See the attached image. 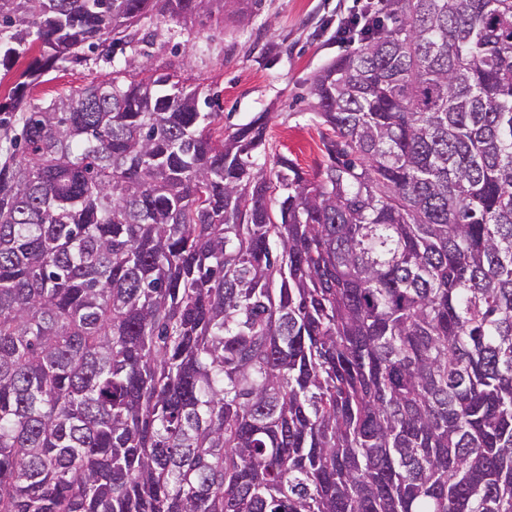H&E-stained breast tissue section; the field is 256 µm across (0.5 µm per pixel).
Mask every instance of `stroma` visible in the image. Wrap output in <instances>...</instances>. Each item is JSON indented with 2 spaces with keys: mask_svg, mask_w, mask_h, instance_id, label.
Segmentation results:
<instances>
[{
  "mask_svg": "<svg viewBox=\"0 0 512 512\" xmlns=\"http://www.w3.org/2000/svg\"><path fill=\"white\" fill-rule=\"evenodd\" d=\"M355 0H241L231 14L211 0L197 19L150 15L140 22L139 40L114 64H63L37 85L32 103L45 106L68 89L108 79L126 62L151 68L174 65L187 86L211 98L225 126L269 115L271 154L259 157L273 169L275 154L288 155L303 170L324 161L323 128L312 117V79L329 61L350 52L336 40V16Z\"/></svg>",
  "mask_w": 512,
  "mask_h": 512,
  "instance_id": "obj_1",
  "label": "stroma"
}]
</instances>
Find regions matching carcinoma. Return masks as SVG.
<instances>
[{
  "mask_svg": "<svg viewBox=\"0 0 512 512\" xmlns=\"http://www.w3.org/2000/svg\"><path fill=\"white\" fill-rule=\"evenodd\" d=\"M0 0V512H512V0H389L329 163L145 64L152 12ZM39 51L40 44L39 42H35L30 51L20 54L15 60H12L11 63L7 64V68L9 67L10 71L6 76H4V73H6V66L4 67L0 63V77H2V82L0 84V103H6L9 101L8 95L14 80L13 77L15 74L24 70L36 56H39ZM112 77V66L105 63L95 64L93 60L74 66L63 63L62 67L50 72L41 80L51 79L37 85L31 93V103L46 106L49 102L70 88L82 87L90 82H99Z\"/></svg>",
  "mask_w": 512,
  "mask_h": 512,
  "instance_id": "carcinoma-1",
  "label": "carcinoma"
}]
</instances>
